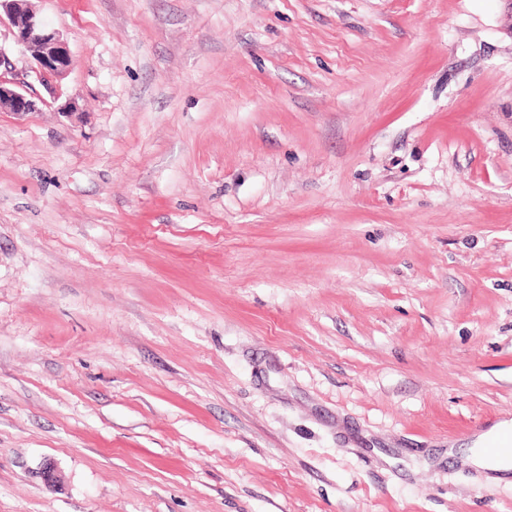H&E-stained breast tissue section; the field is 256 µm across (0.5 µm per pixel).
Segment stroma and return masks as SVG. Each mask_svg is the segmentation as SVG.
<instances>
[{"mask_svg": "<svg viewBox=\"0 0 512 512\" xmlns=\"http://www.w3.org/2000/svg\"><path fill=\"white\" fill-rule=\"evenodd\" d=\"M34 7L0 512H512V0ZM34 0H1L0 27L5 24L15 45L30 61L39 81L62 78L70 66V51L63 35L49 28L32 5ZM512 432V420H503L498 422L489 431L480 434L473 442L472 448H477L475 452L463 458L462 463L466 466L498 473V476L489 477L493 481H501L502 474L508 473L511 468L512 459L509 460V452L501 451L495 455H489L484 451L492 440L498 439L503 435Z\"/></svg>", "mask_w": 512, "mask_h": 512, "instance_id": "stroma-1", "label": "stroma"}]
</instances>
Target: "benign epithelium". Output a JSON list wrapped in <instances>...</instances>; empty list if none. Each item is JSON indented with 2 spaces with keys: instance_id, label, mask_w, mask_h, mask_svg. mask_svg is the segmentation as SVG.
<instances>
[{
  "instance_id": "obj_1",
  "label": "benign epithelium",
  "mask_w": 512,
  "mask_h": 512,
  "mask_svg": "<svg viewBox=\"0 0 512 512\" xmlns=\"http://www.w3.org/2000/svg\"><path fill=\"white\" fill-rule=\"evenodd\" d=\"M6 25L15 45L30 61V72L42 81L63 77L70 66V51L63 35L49 28L32 0H0V25ZM48 102L30 88L25 79L0 76V111L19 117L37 112Z\"/></svg>"
}]
</instances>
